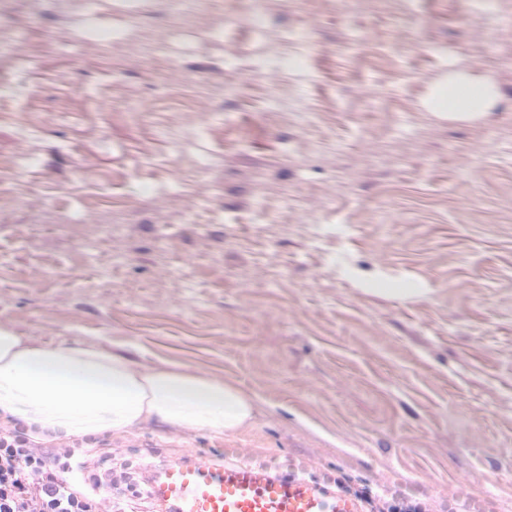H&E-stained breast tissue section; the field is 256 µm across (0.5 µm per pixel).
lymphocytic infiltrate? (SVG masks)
I'll list each match as a JSON object with an SVG mask.
<instances>
[{
  "label": "lymphocytic infiltrate",
  "instance_id": "1",
  "mask_svg": "<svg viewBox=\"0 0 512 512\" xmlns=\"http://www.w3.org/2000/svg\"><path fill=\"white\" fill-rule=\"evenodd\" d=\"M100 442H37L0 423V512H127L121 488L84 487L91 467L110 461Z\"/></svg>",
  "mask_w": 512,
  "mask_h": 512
}]
</instances>
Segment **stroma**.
Masks as SVG:
<instances>
[{
  "mask_svg": "<svg viewBox=\"0 0 512 512\" xmlns=\"http://www.w3.org/2000/svg\"><path fill=\"white\" fill-rule=\"evenodd\" d=\"M173 8L0 0V168L26 194L0 197V326L258 397L220 440L113 436L122 483L206 448L512 512V0ZM453 69L494 84L485 120L435 116Z\"/></svg>",
  "mask_w": 512,
  "mask_h": 512,
  "instance_id": "35a3bbf8",
  "label": "stroma"
}]
</instances>
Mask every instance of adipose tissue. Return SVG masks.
Segmentation results:
<instances>
[{
    "label": "adipose tissue",
    "instance_id": "ef3b65f1",
    "mask_svg": "<svg viewBox=\"0 0 512 512\" xmlns=\"http://www.w3.org/2000/svg\"><path fill=\"white\" fill-rule=\"evenodd\" d=\"M444 85L452 121L483 118L496 97L490 81L462 70ZM257 412L251 393L181 364L142 363L85 337L48 343L0 328V420L45 442L154 425L231 435L251 427Z\"/></svg>",
    "mask_w": 512,
    "mask_h": 512
}]
</instances>
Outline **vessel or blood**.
Instances as JSON below:
<instances>
[{"mask_svg": "<svg viewBox=\"0 0 512 512\" xmlns=\"http://www.w3.org/2000/svg\"><path fill=\"white\" fill-rule=\"evenodd\" d=\"M160 512H362L357 497L297 470L274 471L249 461L218 468L197 459L152 471Z\"/></svg>", "mask_w": 512, "mask_h": 512, "instance_id": "obj_1", "label": "vessel or blood"}]
</instances>
